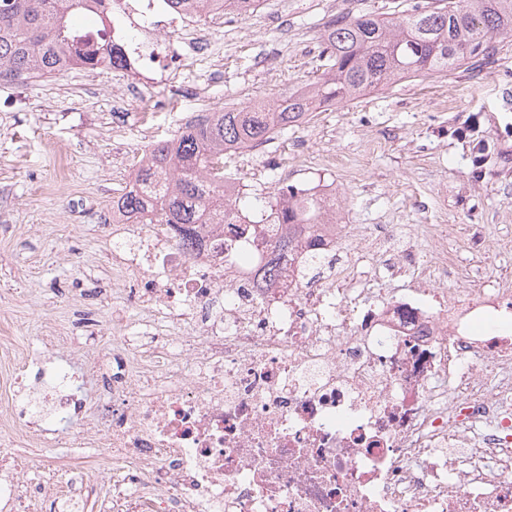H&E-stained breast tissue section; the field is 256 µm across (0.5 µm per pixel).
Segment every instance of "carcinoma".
<instances>
[{"instance_id":"carcinoma-1","label":"carcinoma","mask_w":512,"mask_h":512,"mask_svg":"<svg viewBox=\"0 0 512 512\" xmlns=\"http://www.w3.org/2000/svg\"><path fill=\"white\" fill-rule=\"evenodd\" d=\"M262 0H224L246 17ZM88 0H0V82L96 68L105 56L87 46L66 57L75 38L73 17ZM512 38V0H421L394 17L370 12L334 18L322 34L320 77L300 83L269 103L241 110L206 112L169 140L145 150L135 180L142 191L117 200L122 213L144 224H178L190 241L197 224H222L247 215L240 196L227 194L230 154L272 140L321 107L350 101L399 80L427 74L449 76L462 66L495 55L496 43ZM275 224H326L325 204L295 185L277 188Z\"/></svg>"}]
</instances>
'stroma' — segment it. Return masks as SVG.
Listing matches in <instances>:
<instances>
[{
	"mask_svg": "<svg viewBox=\"0 0 512 512\" xmlns=\"http://www.w3.org/2000/svg\"><path fill=\"white\" fill-rule=\"evenodd\" d=\"M415 0H264L241 26L212 34L177 84L143 89L116 108L114 68H75L0 84V337L35 353L54 344L74 364L99 356L112 381V203L154 141L201 106L234 109L277 99L318 77L321 33L343 12L389 15ZM475 121L466 139L457 127ZM241 205L282 182L336 188L339 221L364 241L370 224H444L457 285L486 275L512 284V41L492 63L402 80L327 107L275 139L261 161L231 156ZM82 467L96 500L112 462L91 449L46 447Z\"/></svg>",
	"mask_w": 512,
	"mask_h": 512,
	"instance_id": "obj_1",
	"label": "stroma"
}]
</instances>
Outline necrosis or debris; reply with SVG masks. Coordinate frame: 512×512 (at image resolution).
Here are the masks:
<instances>
[{
	"label": "necrosis or debris",
	"mask_w": 512,
	"mask_h": 512,
	"mask_svg": "<svg viewBox=\"0 0 512 512\" xmlns=\"http://www.w3.org/2000/svg\"><path fill=\"white\" fill-rule=\"evenodd\" d=\"M85 29L122 59L130 96L169 81L209 32L236 24L216 0L203 18L167 0H112ZM112 307L119 366L109 401L41 359L27 415L0 416V506L29 512L22 477L91 487L60 458L29 457V420L79 415L112 450V512H512V288H457L448 227L435 261L416 234L394 258L347 248L349 224L296 235L284 271L262 278L284 224H203L184 243L170 224L112 216ZM345 251L326 278L303 272L309 242ZM411 273L415 288L387 289Z\"/></svg>",
	"instance_id": "necrosis-or-debris-1"
}]
</instances>
